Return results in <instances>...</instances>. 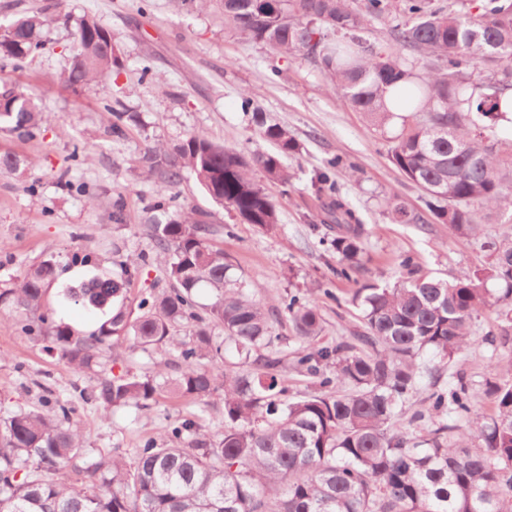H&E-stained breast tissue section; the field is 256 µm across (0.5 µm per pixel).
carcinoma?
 <instances>
[{
	"label": "carcinoma",
	"instance_id": "1",
	"mask_svg": "<svg viewBox=\"0 0 512 512\" xmlns=\"http://www.w3.org/2000/svg\"><path fill=\"white\" fill-rule=\"evenodd\" d=\"M214 1L241 38L314 60L327 85L373 126L399 125L390 161L452 234L479 236L480 212L512 222V142L497 136L512 112V0H364L359 8L354 0H193L201 8ZM375 21L388 26L396 52L364 45L360 32ZM46 25L39 14L16 20L0 35V58L19 65L36 54ZM116 67L112 31L83 17L66 82L82 88ZM41 121L28 95L4 87L1 131L29 133ZM255 121L272 145L267 152L248 158L194 134L146 149L139 164L167 187L187 170L213 201L272 230L275 201L252 172L288 184L282 159L298 146L285 127ZM336 166L327 162L312 186L327 199L321 223L336 225L333 273L350 281L365 227L331 177ZM390 213L401 224L424 221L397 198ZM150 229L169 288L143 299L134 319L120 309L89 334L48 320L40 310L44 283L56 272L50 260L0 290V302L36 315L51 349L77 371L127 344L178 351L184 367L168 386L198 401L221 393L224 434L185 419L172 428L177 443L150 439L129 463L118 452H86L63 407L59 415L20 410L0 424V512H512V360L494 362L478 393L458 371L440 384L442 367L469 346L484 308L508 306L499 344H512V239L484 243L487 265L451 282L404 256L406 274L393 285L361 283L353 294L362 323L355 345L315 346L319 308L291 296L285 310L300 343L296 367L316 391L290 398L266 304L229 275L207 214L182 209ZM119 266L121 276L92 278L70 289V299L97 307L118 300L136 273ZM201 290L210 303L196 301ZM226 342L237 353L229 364ZM164 367L100 380L104 413L157 402ZM425 376L429 406L405 409ZM479 395L491 413L474 405ZM439 416L468 419L477 444L453 438L456 425L434 422ZM70 464L86 482L55 478Z\"/></svg>",
	"mask_w": 512,
	"mask_h": 512
}]
</instances>
